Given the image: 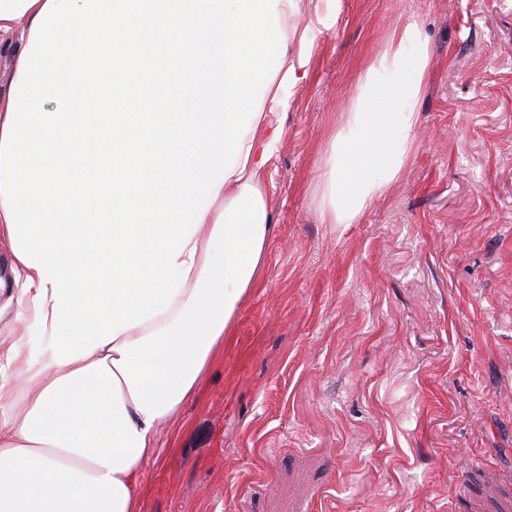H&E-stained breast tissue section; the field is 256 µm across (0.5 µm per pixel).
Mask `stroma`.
<instances>
[{
	"label": "stroma",
	"mask_w": 512,
	"mask_h": 512,
	"mask_svg": "<svg viewBox=\"0 0 512 512\" xmlns=\"http://www.w3.org/2000/svg\"><path fill=\"white\" fill-rule=\"evenodd\" d=\"M336 9L268 115L259 285L160 429L142 512H512V0ZM410 15L431 58L409 161L324 222L322 159Z\"/></svg>",
	"instance_id": "1"
}]
</instances>
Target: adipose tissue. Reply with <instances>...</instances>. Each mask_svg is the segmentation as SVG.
Masks as SVG:
<instances>
[{
  "instance_id": "adipose-tissue-1",
  "label": "adipose tissue",
  "mask_w": 512,
  "mask_h": 512,
  "mask_svg": "<svg viewBox=\"0 0 512 512\" xmlns=\"http://www.w3.org/2000/svg\"><path fill=\"white\" fill-rule=\"evenodd\" d=\"M323 2L299 28V0H0V243L28 311L0 377V512H140L156 435L257 285L267 115L336 20ZM429 61L412 16L370 62L324 160L328 223L407 164Z\"/></svg>"
}]
</instances>
